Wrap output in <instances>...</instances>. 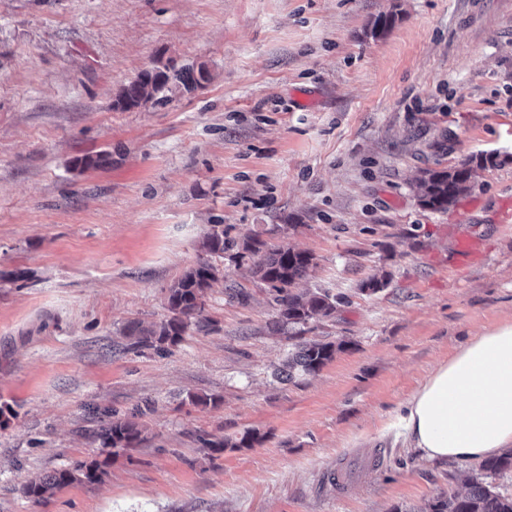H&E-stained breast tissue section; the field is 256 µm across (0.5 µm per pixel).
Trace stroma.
Returning a JSON list of instances; mask_svg holds the SVG:
<instances>
[{
    "label": "stroma",
    "mask_w": 512,
    "mask_h": 512,
    "mask_svg": "<svg viewBox=\"0 0 512 512\" xmlns=\"http://www.w3.org/2000/svg\"><path fill=\"white\" fill-rule=\"evenodd\" d=\"M164 65L210 78L117 106ZM480 155L448 210L419 204L423 170ZM509 201L512 0H0V512H407L460 490L479 463L421 459L398 420L461 344L512 322ZM215 224L309 252L297 290L343 303L275 327L251 259L219 258L202 326L131 347L125 326L168 318ZM462 237L484 254L460 271ZM300 338L341 349L279 380ZM107 410L144 442L103 447ZM91 460L101 479L24 492Z\"/></svg>",
    "instance_id": "35a3bbf8"
}]
</instances>
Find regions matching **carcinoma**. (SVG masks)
I'll use <instances>...</instances> for the list:
<instances>
[{"label":"carcinoma","instance_id":"carcinoma-1","mask_svg":"<svg viewBox=\"0 0 512 512\" xmlns=\"http://www.w3.org/2000/svg\"><path fill=\"white\" fill-rule=\"evenodd\" d=\"M208 71L204 67L194 70L185 68L173 73L161 70H144L129 81L118 95L116 105L123 109L140 106L141 100L166 104L172 100V93L182 88L187 92L206 80ZM471 167L464 163L460 167L442 170H425L417 182L420 205L437 211H446L469 189ZM237 248L233 259H253V274L266 288L278 306L280 321L288 324H306L328 318L336 311L340 296L327 292L296 293V281L301 279L313 257L305 251H296L287 246L266 247L257 237H248L239 243L224 239V230L213 225L203 242L209 258L187 270L168 288L167 306L170 317L159 324L144 327L134 323L127 328L126 337L134 347L163 348L175 345L186 332L192 321L199 320L204 312L207 292L217 281V267L211 257L224 256V252ZM342 344L321 341H305L296 344V351L283 370L286 378L293 377L298 370L306 375L317 374ZM98 437L106 448H134L144 441L143 430L130 420L112 418L103 420ZM512 467V452L488 459L482 469L496 474ZM102 475L96 461L81 462L72 469L45 474L25 485V494L36 500L54 495L61 487L76 481H93ZM465 491L441 494L420 510L408 512H512V496H505L478 477L464 480Z\"/></svg>","mask_w":512,"mask_h":512}]
</instances>
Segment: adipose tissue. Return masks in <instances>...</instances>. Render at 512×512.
Wrapping results in <instances>:
<instances>
[{"mask_svg": "<svg viewBox=\"0 0 512 512\" xmlns=\"http://www.w3.org/2000/svg\"><path fill=\"white\" fill-rule=\"evenodd\" d=\"M404 408L403 444L427 461H482L511 449L512 323L459 347Z\"/></svg>", "mask_w": 512, "mask_h": 512, "instance_id": "ef3b65f1", "label": "adipose tissue"}]
</instances>
